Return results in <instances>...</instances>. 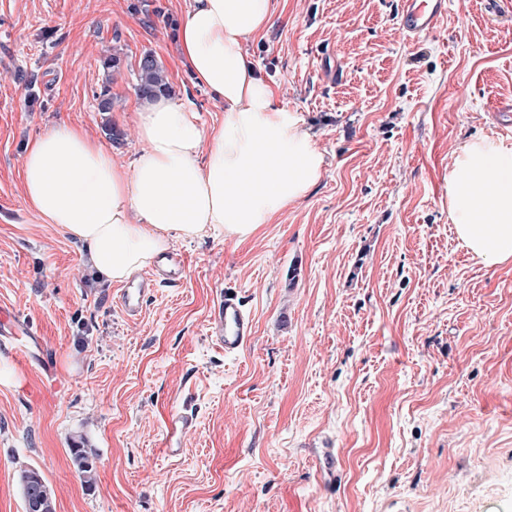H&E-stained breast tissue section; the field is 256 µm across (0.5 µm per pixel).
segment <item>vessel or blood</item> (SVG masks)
Here are the masks:
<instances>
[{"label": "vessel or blood", "mask_w": 512, "mask_h": 512, "mask_svg": "<svg viewBox=\"0 0 512 512\" xmlns=\"http://www.w3.org/2000/svg\"><path fill=\"white\" fill-rule=\"evenodd\" d=\"M447 13L448 0H400L398 25L406 38L415 39L436 31ZM147 293L148 285L144 282H132L121 289L119 303L124 313L139 315ZM209 321L210 333L225 354L238 353L253 337V319L237 292L228 290L221 294L210 311Z\"/></svg>", "instance_id": "obj_1"}]
</instances>
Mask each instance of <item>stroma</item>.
Instances as JSON below:
<instances>
[{
	"mask_svg": "<svg viewBox=\"0 0 512 512\" xmlns=\"http://www.w3.org/2000/svg\"><path fill=\"white\" fill-rule=\"evenodd\" d=\"M397 7L275 0L243 52L315 134L322 177L245 241H175L180 283L131 319L120 284L32 217L25 146L62 121L99 139L109 124L131 164L146 51L201 124L221 119L176 63L185 0H0V310L18 316L0 331V512H24V467L56 512H512V263H480L448 219L459 146L512 144V0H448L413 42ZM227 288L254 321L234 356L210 337ZM69 452L78 467L86 489L91 490L96 481L95 465L84 448V438L80 437V441H73ZM19 484L24 500L25 512H30L28 504L30 498L40 494L42 496L41 507L33 512H55L53 495L41 473L33 468L21 469L19 472Z\"/></svg>",
	"mask_w": 512,
	"mask_h": 512,
	"instance_id": "35a3bbf8",
	"label": "stroma"
}]
</instances>
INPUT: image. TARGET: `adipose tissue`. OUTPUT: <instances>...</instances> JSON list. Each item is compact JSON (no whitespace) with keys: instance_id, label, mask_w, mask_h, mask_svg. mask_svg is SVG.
<instances>
[{"instance_id":"ef3b65f1","label":"adipose tissue","mask_w":512,"mask_h":512,"mask_svg":"<svg viewBox=\"0 0 512 512\" xmlns=\"http://www.w3.org/2000/svg\"><path fill=\"white\" fill-rule=\"evenodd\" d=\"M274 9L275 0H189L177 42L182 65L224 107L210 128L183 100L158 96L137 108L132 165L66 122L29 144L30 210L81 243L100 280L121 283L153 267L177 239L249 238L321 179L325 155L314 135L277 105L243 54ZM448 219L481 263L512 262L511 146L461 145L448 171Z\"/></svg>"}]
</instances>
